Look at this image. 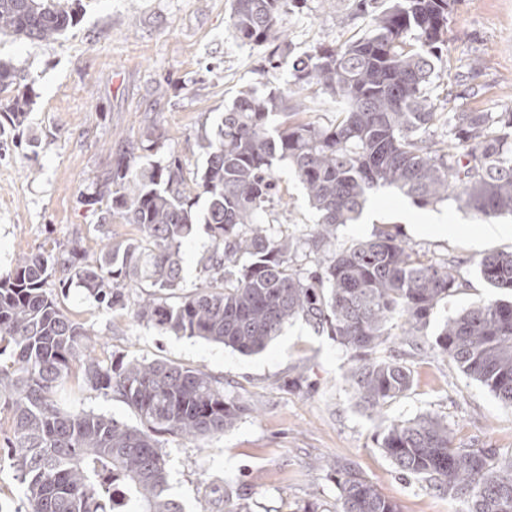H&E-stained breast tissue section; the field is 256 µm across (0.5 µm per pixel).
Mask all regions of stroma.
<instances>
[{"label":"stroma","instance_id":"obj_1","mask_svg":"<svg viewBox=\"0 0 512 512\" xmlns=\"http://www.w3.org/2000/svg\"><path fill=\"white\" fill-rule=\"evenodd\" d=\"M78 12V24L55 40L0 35V59L24 76L32 99L22 122L0 131V273L22 254L58 246L78 247L92 261L104 234L135 235L128 224L101 227L99 212L79 203L120 155L149 139L154 146L145 159L174 154L196 172L206 161L204 137L241 89L285 90L296 57L319 45H341L370 25L368 16L350 12L348 0H307L284 16L286 40L274 50L236 40L231 0H80ZM432 95L443 111L512 112V0H458ZM274 177L285 195L267 203L262 222L278 234L306 236L318 217L304 189L287 163L275 165ZM431 215L455 225V233L408 232V225ZM383 227L432 260L454 262L464 285L433 310L420 348L401 346L413 386L378 411L361 406L346 383L349 354L303 320L288 323L259 354L243 356L134 320L141 290L130 291L127 309L113 311L70 288L64 305L94 331L96 353L204 371L227 397L250 405L223 435L198 442L163 436L169 492L185 512H225L226 482L244 488L252 512H296L308 501L329 510L336 484L317 466L327 458L354 464L401 512H460V502L399 475L378 447L384 424L420 415L447 423L456 446L512 457V407L431 346L448 317L497 296L479 279L476 262L492 250L512 251V238H482V222L453 202L421 207L381 189L358 223L337 226L335 247L369 239ZM60 401L139 423L123 401L99 396L77 378Z\"/></svg>","mask_w":512,"mask_h":512}]
</instances>
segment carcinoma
<instances>
[{
	"label": "carcinoma",
	"mask_w": 512,
	"mask_h": 512,
	"mask_svg": "<svg viewBox=\"0 0 512 512\" xmlns=\"http://www.w3.org/2000/svg\"><path fill=\"white\" fill-rule=\"evenodd\" d=\"M305 2L233 0V33L244 44H272L283 34L280 17ZM456 3L352 0L354 11L373 12L371 28L297 58L286 94L240 93L204 138L206 163L195 176L174 154L141 167L133 146L96 180L80 202L105 204L103 223L132 224L138 237L107 243L92 263L75 247L26 254L0 275V421L9 425L3 447L14 453L27 512H184L168 492L160 435L204 440L252 411L200 370L159 360L115 366L94 355L89 330L46 288L58 273L61 291L75 283L114 310L125 308L126 289L155 288L172 301L144 300L137 320L243 355L263 351L301 318L352 353L346 381L367 408L411 389L412 370L377 352L396 327L416 338L464 282L388 229L339 251L334 240L336 226L357 221L368 196L385 187L421 207L452 200L484 221L512 214V113L447 116L429 95ZM75 24L69 0H0L1 34L57 39ZM21 81L0 60L3 114L14 124L30 103ZM314 86L343 101L327 124L305 111L302 93ZM439 125L448 137H422ZM281 161L319 215L302 243L259 220L278 190L273 167ZM196 224L209 237L198 260L204 278L186 291L181 248ZM301 244L314 256L305 271L291 262ZM476 266L489 287L512 291V251L487 252ZM432 346L512 406V300L490 298L448 318ZM75 373L121 399L143 428L63 409L59 395ZM378 437L403 477L465 499L467 512H512V459L456 447L448 424L432 416L392 421ZM326 467L336 481L333 512H400L352 463ZM224 502L227 512H250L239 489H224Z\"/></svg>",
	"instance_id": "1"
}]
</instances>
